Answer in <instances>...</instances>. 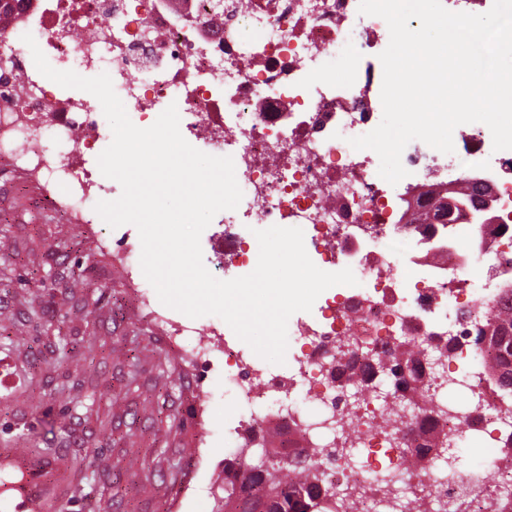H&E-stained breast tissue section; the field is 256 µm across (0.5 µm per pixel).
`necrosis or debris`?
Instances as JSON below:
<instances>
[{
    "instance_id": "necrosis-or-debris-1",
    "label": "necrosis or debris",
    "mask_w": 512,
    "mask_h": 512,
    "mask_svg": "<svg viewBox=\"0 0 512 512\" xmlns=\"http://www.w3.org/2000/svg\"><path fill=\"white\" fill-rule=\"evenodd\" d=\"M359 0H24L17 16L0 19V165L22 166L41 185L48 205L72 224L91 223L98 187L92 166L107 120L101 106L67 96L32 66L24 34L42 52L80 71L106 73L132 123L151 126L176 105L193 147L232 157L243 197L224 213V230L208 238L225 272L251 273L258 243L251 224H297L306 231L311 260L359 272L357 285L329 288L321 316L298 321L288 334L291 365L262 368L255 355L224 340V385L268 407L228 421L230 438L263 445L280 432L289 461L317 467L327 487L347 494V512H406L408 490L424 489L426 512L465 500L469 512H501L512 496V456L502 447L498 410L504 396L490 380L484 357L471 348L475 326L512 298V154L493 150L482 123L457 131L469 156L452 167L436 158L426 169L407 154L402 192L392 193L377 156L354 150L351 138L378 124L381 85L371 67L336 76L325 58L347 33ZM254 30L255 41L242 39ZM495 187L492 208L479 221L423 223L449 185L465 184L475 166ZM405 276L395 281L397 253ZM454 338L448 383L468 392L471 410L451 408L435 431L460 446L480 440L482 465L449 467L426 450L420 416L403 413L399 447L373 420L382 402L400 406L387 377L368 385L349 381L363 362L364 344L384 350L399 341L434 349ZM334 420L359 418L350 464L343 439L304 412L298 391ZM419 456L403 471V456Z\"/></svg>"
}]
</instances>
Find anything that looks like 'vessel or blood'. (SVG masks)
Returning a JSON list of instances; mask_svg holds the SVG:
<instances>
[{
    "label": "vessel or blood",
    "mask_w": 512,
    "mask_h": 512,
    "mask_svg": "<svg viewBox=\"0 0 512 512\" xmlns=\"http://www.w3.org/2000/svg\"><path fill=\"white\" fill-rule=\"evenodd\" d=\"M0 459L19 466L23 473L22 499L16 506L17 512H50L53 498L61 494L50 478L56 460L31 448L2 449Z\"/></svg>",
    "instance_id": "1"
}]
</instances>
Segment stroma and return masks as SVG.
<instances>
[{"instance_id":"35a3bbf8","label":"stroma","mask_w":512,"mask_h":512,"mask_svg":"<svg viewBox=\"0 0 512 512\" xmlns=\"http://www.w3.org/2000/svg\"><path fill=\"white\" fill-rule=\"evenodd\" d=\"M0 448H31L42 419L69 432L59 448L95 475L87 497L57 512H213L233 448L224 416L251 411L220 372L186 367V340L158 330L123 288L101 241L105 222L68 224L44 205L27 172L0 171ZM71 341L69 377L53 365Z\"/></svg>"}]
</instances>
